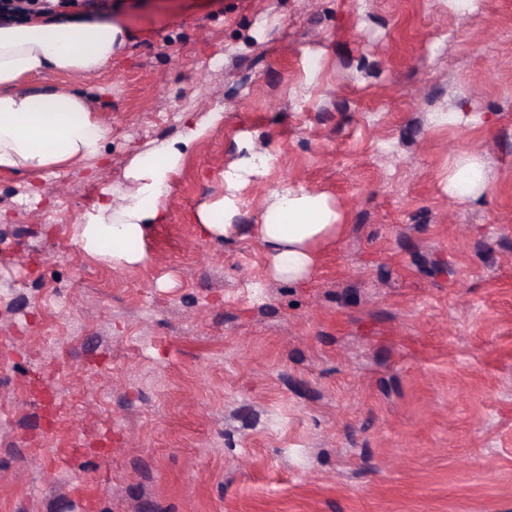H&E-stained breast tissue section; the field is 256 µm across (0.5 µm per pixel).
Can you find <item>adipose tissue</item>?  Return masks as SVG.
Instances as JSON below:
<instances>
[{"label": "adipose tissue", "instance_id": "adipose-tissue-1", "mask_svg": "<svg viewBox=\"0 0 512 512\" xmlns=\"http://www.w3.org/2000/svg\"><path fill=\"white\" fill-rule=\"evenodd\" d=\"M130 33L117 21L44 16L0 17V173L40 176L62 167H77L99 158L107 130L79 89L35 86L33 76L92 77L111 64ZM224 119L221 106L179 117L181 134L138 153L126 170L130 190L103 198L86 211L79 225L85 252L98 253L110 243L113 266L141 264L144 242L154 225L167 219L163 199L187 153ZM272 158L252 135H243L237 157L223 173L225 193L203 203L195 220L203 236L222 242L240 228L238 190L267 175ZM442 189L450 198H476L489 189L482 159L463 153L454 158ZM345 215L334 199L291 184L268 201L254 230L270 259L272 274L299 283L314 273L320 253L345 231Z\"/></svg>", "mask_w": 512, "mask_h": 512}]
</instances>
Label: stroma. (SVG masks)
Segmentation results:
<instances>
[{"mask_svg":"<svg viewBox=\"0 0 512 512\" xmlns=\"http://www.w3.org/2000/svg\"><path fill=\"white\" fill-rule=\"evenodd\" d=\"M126 46L71 78L106 162L0 176V512H512V0H113ZM224 106L148 257L81 215L177 116ZM457 124L436 125L439 112ZM251 133L243 227L198 207ZM479 155L490 189L442 180ZM285 183L347 215L315 274L250 232ZM272 157L260 149L250 134L243 135L237 144V158L223 173L224 195L203 203L196 213V224L203 236L215 242L236 237L241 228L233 221L238 214L236 192L250 181L259 182L268 174ZM463 181L464 186H462ZM489 187L482 159L471 153L456 156L442 181L443 191L453 199L477 198L486 193Z\"/></svg>","mask_w":512,"mask_h":512,"instance_id":"35a3bbf8","label":"stroma"}]
</instances>
